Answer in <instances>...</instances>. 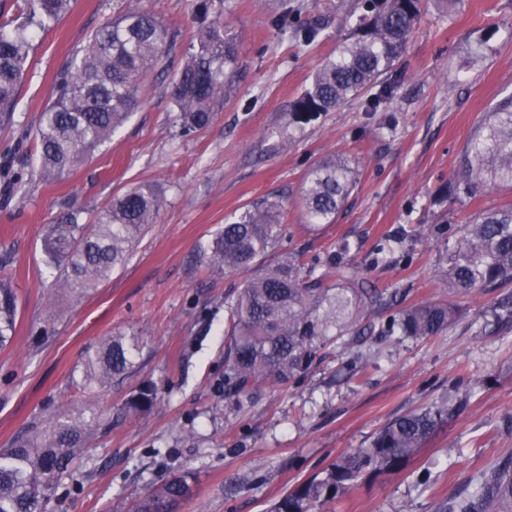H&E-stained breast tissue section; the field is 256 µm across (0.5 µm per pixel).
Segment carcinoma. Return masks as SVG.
I'll list each match as a JSON object with an SVG mask.
<instances>
[{
  "mask_svg": "<svg viewBox=\"0 0 512 512\" xmlns=\"http://www.w3.org/2000/svg\"><path fill=\"white\" fill-rule=\"evenodd\" d=\"M72 0H23L13 17L0 22V124L16 109L30 63L28 31L49 30L70 10ZM209 0H198L203 19L175 74L170 97L182 132L208 127L232 98L243 77L237 35L219 21L204 22ZM351 12L353 34L325 59L310 86L291 104L292 121L309 123L350 98L377 89L368 108L377 111L394 91L388 77L400 62L424 11V0H361ZM168 27L137 7L112 16L88 38L59 78L34 135L39 168L54 179L78 168L106 143L139 107L141 80L161 64L171 42ZM359 171L342 157L315 165L301 203L309 223L331 221L357 186ZM512 186V97L497 103L466 148L451 194L467 197L491 186ZM163 204L157 186L144 183L114 197L95 224L80 223L71 210L51 225L42 240L43 261L58 274V286L81 297L109 279L127 261L132 245L154 223ZM282 201L259 198L240 209L220 230L204 256L205 265L226 275H243L228 303L224 327L227 369L224 386L237 396L261 383L287 385L324 358L330 344L343 348L372 326L364 318L388 308L385 292L371 287L343 263L345 246L323 260L302 253L267 257L284 235ZM455 233L437 260L444 286L465 295H485L512 286V204L449 229ZM18 312L15 290L0 279V347L14 337ZM458 307L432 300L406 308L381 325L379 334L424 340L452 326ZM141 334L115 333L86 352L83 386L103 389L137 367ZM431 404L386 423L364 448L345 453L321 472L279 497L270 512H334V506L362 480L400 472L424 443L461 411ZM157 389L144 384L126 402L130 413L153 409ZM101 415L73 407L42 426L19 433L0 451V512H45L51 491L70 477ZM194 476L165 479L142 496L134 512H175ZM436 512H512V453L502 455L477 480L441 500Z\"/></svg>",
  "mask_w": 512,
  "mask_h": 512,
  "instance_id": "cac0c4a2",
  "label": "carcinoma"
}]
</instances>
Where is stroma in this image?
I'll return each instance as SVG.
<instances>
[{
  "label": "stroma",
  "mask_w": 512,
  "mask_h": 512,
  "mask_svg": "<svg viewBox=\"0 0 512 512\" xmlns=\"http://www.w3.org/2000/svg\"><path fill=\"white\" fill-rule=\"evenodd\" d=\"M128 0H74L52 29L33 31L31 63L11 124L0 127V277L18 297L16 333L0 348V448L23 429L74 404L91 402L106 420L85 459L52 494L46 512H130L161 480L189 471L193 493L177 512H268L287 490L337 456L368 445L391 419L469 392L400 473L361 485L336 512H434L437 501L512 453V322L487 314L491 296L457 298L435 275L458 225L512 203L501 186L439 199L490 109L512 94V0H462L450 13L428 6L387 110L365 97L298 124L288 109L326 57L351 33L355 0H211L210 19L237 33L244 78L206 129L182 134L168 84L199 25L195 0H135L162 18L172 43L147 74L142 102L112 138L75 171L46 181L32 157V133L57 76L88 36ZM298 9L288 31L274 24ZM320 28L311 42L298 25ZM353 159L359 182L334 221L307 223L301 191L313 165ZM22 179L17 194L7 183ZM165 198L154 224L123 267L74 299L42 261V238L61 212L94 223L112 198L142 184ZM284 200L280 251L308 257L344 243V260L395 296L397 309L459 300L462 312L428 340L369 337L328 357L300 381L260 384L245 395L224 388L226 301L242 279L212 272L202 257L215 234L258 198ZM420 236L387 262L372 259L386 239ZM118 331H138L135 373L100 394L83 391L88 349ZM161 401L127 413L141 384Z\"/></svg>",
  "instance_id": "35a3bbf8"
}]
</instances>
